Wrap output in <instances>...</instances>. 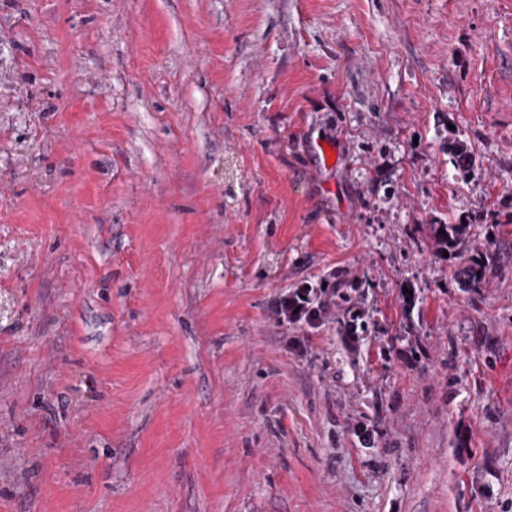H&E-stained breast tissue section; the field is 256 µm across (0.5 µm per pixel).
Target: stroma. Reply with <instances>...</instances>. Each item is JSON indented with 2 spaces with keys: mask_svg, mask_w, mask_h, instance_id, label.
Masks as SVG:
<instances>
[{
  "mask_svg": "<svg viewBox=\"0 0 512 512\" xmlns=\"http://www.w3.org/2000/svg\"><path fill=\"white\" fill-rule=\"evenodd\" d=\"M0 512H512V0H0ZM472 224H433L430 225V232L439 252H456L462 254L470 237ZM440 230L444 234H440ZM489 268V262H473V264L466 266L461 272L464 290L473 292L484 288ZM477 272H480V276H477ZM323 293L324 291L318 293L314 288H299L281 301L278 314L282 315L287 322L288 319L300 321L303 317L311 318L312 312L322 302ZM295 309H298V313H294Z\"/></svg>",
  "mask_w": 512,
  "mask_h": 512,
  "instance_id": "obj_1",
  "label": "stroma"
}]
</instances>
